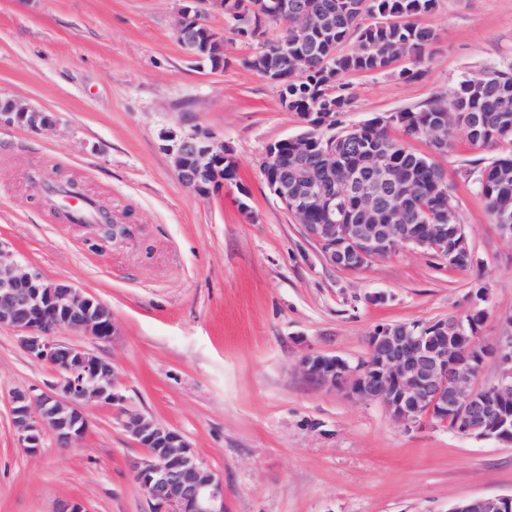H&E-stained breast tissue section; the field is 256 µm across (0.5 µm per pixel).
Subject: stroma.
Here are the masks:
<instances>
[{
  "instance_id": "1",
  "label": "stroma",
  "mask_w": 512,
  "mask_h": 512,
  "mask_svg": "<svg viewBox=\"0 0 512 512\" xmlns=\"http://www.w3.org/2000/svg\"><path fill=\"white\" fill-rule=\"evenodd\" d=\"M178 0H0V99L50 113L44 131L0 126V239L18 267L106 304L115 334H62L111 362L121 396L91 401L72 447L21 448L13 392L45 388L50 367L0 327V512H151L129 464L145 454L124 426L134 412L177 430L224 479L226 512H448L465 498L512 496V444L464 438L424 417L406 427L377 401L308 380V353L357 363L381 324L429 323L483 306V343L512 332V239L492 224L466 172L512 145H472L457 131L440 158L474 263L407 244L350 271L332 265L270 192L260 164L302 133L278 88L247 69L258 44L227 31V67L177 40ZM437 39L424 75L347 76L354 102L334 127L371 119L405 137L392 114L448 93L465 73L512 63V0H438L424 16ZM212 132L234 180L183 188L172 136ZM58 176L105 206L127 238L58 219L36 183Z\"/></svg>"
}]
</instances>
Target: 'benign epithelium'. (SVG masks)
<instances>
[{
  "instance_id": "1",
  "label": "benign epithelium",
  "mask_w": 512,
  "mask_h": 512,
  "mask_svg": "<svg viewBox=\"0 0 512 512\" xmlns=\"http://www.w3.org/2000/svg\"><path fill=\"white\" fill-rule=\"evenodd\" d=\"M244 0H190L181 7L177 34L207 25L213 11L224 14L230 29L245 12ZM432 151L447 145L445 127L435 122L428 128ZM179 183L186 189L207 192V172L211 160L229 161L224 144L210 132L186 133L171 148ZM282 161L267 151L260 171L266 175L272 194L287 209L299 210L306 194L326 198L323 224H306L307 234L320 245L331 264L344 260L362 264L391 252L399 242L378 223L374 204L382 199L384 188L400 180L399 170L379 165L373 180L362 182L358 172L344 169L340 182L359 186L364 213L370 223L346 224L339 198L301 173L293 186L271 174ZM97 226L113 239L128 233L125 224L112 222V214ZM10 256L8 244L0 240V327L19 334L20 344L32 358L48 365L56 382L40 392L17 391L12 396L13 425L20 447L35 454L45 434L54 436L59 447L67 448L85 435L88 421L84 404L95 400L113 405L121 400L117 392L114 366L88 349L61 343L65 332H82L101 342L112 339L115 331L111 311L68 283L47 278L39 269H16L4 265ZM464 339L465 351L490 354L497 374L478 388L473 378L480 369L461 370L448 356V333ZM479 334L466 335L461 322L446 320L428 324L394 323L377 326L367 338L368 351L356 365L323 354H309L299 362L301 372L327 388L344 390L367 400L383 403L398 422L409 426L419 422L423 411L437 410L454 421V432L466 438L502 439L508 417L495 411L497 394L512 389V332L490 344L479 342ZM125 427L146 457L131 465L134 479L141 485L153 512H224V481L204 466L191 445L178 432L138 413L126 414ZM512 497L467 498L448 512H503Z\"/></svg>"
}]
</instances>
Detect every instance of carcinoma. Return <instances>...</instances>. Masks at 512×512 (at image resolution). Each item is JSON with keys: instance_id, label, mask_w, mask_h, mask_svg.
Returning <instances> with one entry per match:
<instances>
[{"instance_id": "1", "label": "carcinoma", "mask_w": 512, "mask_h": 512, "mask_svg": "<svg viewBox=\"0 0 512 512\" xmlns=\"http://www.w3.org/2000/svg\"><path fill=\"white\" fill-rule=\"evenodd\" d=\"M252 8L244 19L245 28L261 30L278 22L266 13L268 0H250ZM437 0H288V20L304 14L325 16L333 21L326 31L300 33L293 25L288 32L267 39L245 65L265 75L272 72L280 87V100L288 110L307 112L348 111L353 103L345 92L344 78L355 72L385 73L396 56L406 57L412 67L399 72L403 81L423 76L430 60L435 32L420 18L436 8ZM198 36L197 53L211 65L224 64V34L207 28ZM352 44L346 51L343 46ZM445 115L448 137L457 128L467 132L471 144L488 146L512 144V64L488 66L473 76H465L446 95L438 94L414 110L398 113L404 134L424 133V124L435 114ZM50 115L33 110L16 121L33 130ZM336 141L344 164L363 167L373 158H383L399 168L412 185V199L402 213L387 224L403 226L404 237L430 234L444 242L443 248L456 255L452 267L467 270L473 260L459 247L462 224L459 206L444 182V171L435 159L410 151L404 143L390 139L378 122H367L340 134L327 136L315 131L304 152L295 151L290 141L275 142L288 161V183H293L297 165L317 181L331 173L323 148ZM474 185L484 201L491 223L512 224V154L502 155L473 173ZM349 224L365 223L356 194L345 199ZM302 209L309 224L324 223L321 203L305 197Z\"/></svg>"}]
</instances>
